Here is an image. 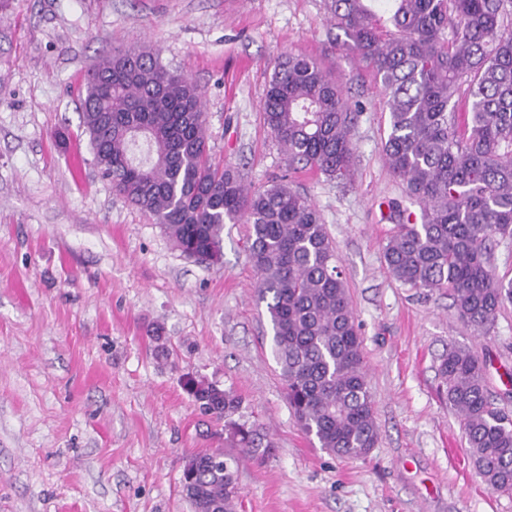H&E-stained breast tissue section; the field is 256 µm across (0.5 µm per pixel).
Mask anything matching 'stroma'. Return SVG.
I'll return each mask as SVG.
<instances>
[{"mask_svg":"<svg viewBox=\"0 0 512 512\" xmlns=\"http://www.w3.org/2000/svg\"><path fill=\"white\" fill-rule=\"evenodd\" d=\"M140 45L202 88L216 160L255 188L287 178L318 208L364 339L380 430L367 458L329 454L295 419L247 224L225 225L219 263L186 258L94 166L85 75ZM290 52L363 107L347 182L289 166L263 123L273 63ZM388 132L381 85L325 0H0V512H192L184 464L226 432L191 379L240 394V420L276 442L264 463L242 458L236 512H512L476 473L437 375L449 347L472 349L512 414V304L482 336L447 291L390 276L387 203L421 206L385 162Z\"/></svg>","mask_w":512,"mask_h":512,"instance_id":"1","label":"stroma"}]
</instances>
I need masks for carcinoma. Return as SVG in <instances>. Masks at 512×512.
<instances>
[{
  "label": "carcinoma",
  "instance_id": "carcinoma-1",
  "mask_svg": "<svg viewBox=\"0 0 512 512\" xmlns=\"http://www.w3.org/2000/svg\"><path fill=\"white\" fill-rule=\"evenodd\" d=\"M343 46L380 82L390 131L382 151L420 221L388 203L398 230L384 247L389 274L411 288L447 290L457 315L488 334L512 304V280L490 264L494 238L512 236V0H327ZM202 89L136 47L103 58L81 104L93 162L112 190L149 213L182 255L217 263L224 224H250L249 260L266 305L272 350L303 431L327 452L365 458L379 440L363 340L339 259L316 206L281 179L253 189L212 161ZM288 164L350 178L357 105L314 59L280 57L261 104ZM487 360L450 348L437 366L469 456L493 492L512 495V416L494 406ZM199 410L224 420L232 453L186 462L194 512H235L239 454L263 462L268 432L234 416L231 389L192 382Z\"/></svg>",
  "mask_w": 512,
  "mask_h": 512
}]
</instances>
